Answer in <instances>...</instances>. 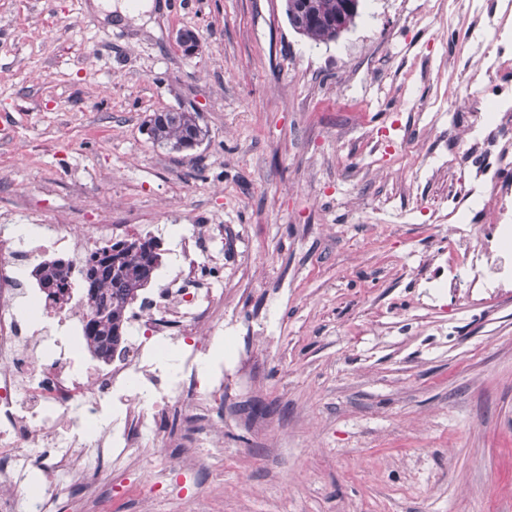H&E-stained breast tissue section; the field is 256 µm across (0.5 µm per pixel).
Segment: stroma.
<instances>
[{"label":"stroma","instance_id":"obj_1","mask_svg":"<svg viewBox=\"0 0 512 512\" xmlns=\"http://www.w3.org/2000/svg\"><path fill=\"white\" fill-rule=\"evenodd\" d=\"M285 0H0V224H221L224 454L116 512H512V288L457 258L443 135L457 0H361L313 44ZM194 31L198 54L175 44ZM347 96L363 112L330 106ZM190 104L198 147L143 123ZM379 140L370 151L368 139ZM106 0H93L92 6L101 13L102 19L105 18V13L115 12L116 9L119 11V15L123 18L135 17L140 13L150 12L154 9L155 4L154 0H139V4L132 8L128 3H114V2H105ZM104 12V13H103Z\"/></svg>","mask_w":512,"mask_h":512}]
</instances>
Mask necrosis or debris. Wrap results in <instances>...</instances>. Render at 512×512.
Returning <instances> with one entry per match:
<instances>
[{"label":"necrosis or debris","instance_id":"4bbe7bcc","mask_svg":"<svg viewBox=\"0 0 512 512\" xmlns=\"http://www.w3.org/2000/svg\"><path fill=\"white\" fill-rule=\"evenodd\" d=\"M460 30L461 116L469 134L452 162L468 178L448 182L454 205L482 199L470 221L486 232L462 255L473 288L512 283V0H465ZM134 224L0 225V512H57L61 497L89 499L112 512V482L126 461L181 447L224 418V369L205 352L224 338V295L210 277L224 263L220 224L178 235L180 262L155 293L130 310L128 335L112 359L79 354L89 308L84 296L53 302L28 284L47 254L81 267L112 236ZM29 301L33 314L20 312ZM183 419L173 432L172 415ZM39 483H30L31 473Z\"/></svg>","mask_w":512,"mask_h":512}]
</instances>
